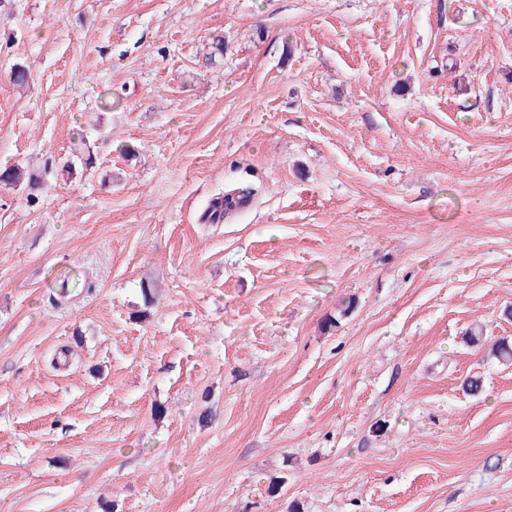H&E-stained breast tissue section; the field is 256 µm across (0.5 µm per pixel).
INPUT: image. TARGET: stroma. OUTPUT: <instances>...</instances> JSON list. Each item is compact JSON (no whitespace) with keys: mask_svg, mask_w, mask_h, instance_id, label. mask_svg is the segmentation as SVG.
I'll use <instances>...</instances> for the list:
<instances>
[{"mask_svg":"<svg viewBox=\"0 0 512 512\" xmlns=\"http://www.w3.org/2000/svg\"><path fill=\"white\" fill-rule=\"evenodd\" d=\"M11 165L0 512H512V0H0Z\"/></svg>","mask_w":512,"mask_h":512,"instance_id":"1","label":"stroma"}]
</instances>
